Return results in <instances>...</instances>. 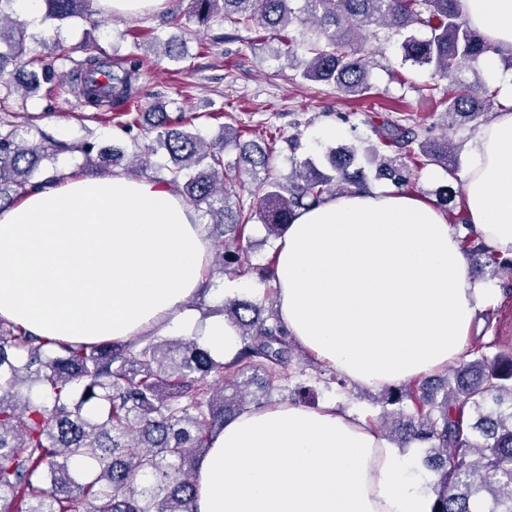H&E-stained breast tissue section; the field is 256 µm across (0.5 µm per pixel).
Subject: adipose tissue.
Here are the masks:
<instances>
[{
	"mask_svg": "<svg viewBox=\"0 0 512 512\" xmlns=\"http://www.w3.org/2000/svg\"><path fill=\"white\" fill-rule=\"evenodd\" d=\"M512 51V0H460ZM466 226L393 187L353 189L298 210L277 240L276 307L297 343L348 383L381 387L454 364L499 298L475 283L473 232L512 258V110L468 145ZM211 252L180 193L149 177L63 172L0 210V319L91 344L185 326ZM197 512H431L417 461L336 405L289 402L225 423L195 468Z\"/></svg>",
	"mask_w": 512,
	"mask_h": 512,
	"instance_id": "ef3b65f1",
	"label": "adipose tissue"
}]
</instances>
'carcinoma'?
<instances>
[{
	"mask_svg": "<svg viewBox=\"0 0 512 512\" xmlns=\"http://www.w3.org/2000/svg\"><path fill=\"white\" fill-rule=\"evenodd\" d=\"M0 0V105L30 87L25 68L38 64L50 82L68 74L92 108L110 112L139 98L143 57L139 41L114 63L104 52L81 59L55 43L37 56L23 23ZM92 0H45L44 20L79 18L97 24ZM188 14L201 24L216 15L233 26L262 31L286 47L288 65L302 79L332 85L351 98L370 94L367 44L376 28L397 33L428 30L401 43L403 61L424 67L455 89L435 100L448 116L474 118L493 106L494 95L464 69L494 50L471 28L459 0H188ZM171 61L188 58L183 42H163ZM71 64L66 72L60 66ZM185 101L178 111L152 109L117 122L125 147L103 149L94 142L67 144L41 128L0 120V209L28 192L52 184L48 163L66 151L81 153L100 171L119 165L126 150L158 154L164 182L178 189L212 241V270L242 274L252 269L249 223L258 220L278 237L296 210L326 195L359 187L365 167L400 188L410 168L375 144L358 151L338 146L326 153L327 170L305 159L287 176L275 177L276 140L260 134L240 145L243 165L224 164L227 143L240 138L224 125L207 139L191 128ZM382 145L405 148L418 133L394 121L378 130ZM430 162L448 164V142L421 143ZM485 257L494 273L512 277V258L464 240ZM222 314L236 327L240 345L224 357L194 338L163 339L151 332L130 342L70 344L35 336L0 319V512H194L196 463L224 421L254 406L271 404L305 368H291L296 344L279 315L264 314L260 299L225 302ZM396 406L383 420L384 436L405 448H425L424 465L434 473L431 512H512V349L499 337L475 338L465 357L433 377L384 388Z\"/></svg>",
	"mask_w": 512,
	"mask_h": 512,
	"instance_id": "carcinoma-1",
	"label": "carcinoma"
}]
</instances>
